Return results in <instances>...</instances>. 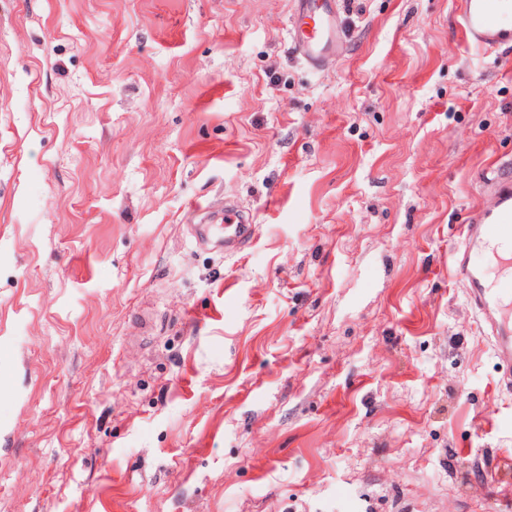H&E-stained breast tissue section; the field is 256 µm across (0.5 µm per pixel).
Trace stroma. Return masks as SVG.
<instances>
[{
  "label": "stroma",
  "instance_id": "obj_1",
  "mask_svg": "<svg viewBox=\"0 0 512 512\" xmlns=\"http://www.w3.org/2000/svg\"><path fill=\"white\" fill-rule=\"evenodd\" d=\"M293 11L0 0V512H512L449 273L512 175V47L345 0L314 71ZM228 202L254 235L200 245Z\"/></svg>",
  "mask_w": 512,
  "mask_h": 512
}]
</instances>
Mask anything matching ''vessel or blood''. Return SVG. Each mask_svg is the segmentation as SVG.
Returning a JSON list of instances; mask_svg holds the SVG:
<instances>
[{"mask_svg": "<svg viewBox=\"0 0 512 512\" xmlns=\"http://www.w3.org/2000/svg\"><path fill=\"white\" fill-rule=\"evenodd\" d=\"M288 38L309 68L322 69L346 37L337 0H294ZM459 31L468 44L492 51L512 45V0H455ZM487 201L461 227L452 271L467 281L470 301L497 359L508 372L501 380L512 390V178L489 183ZM224 249L238 250L252 235L253 216L228 205L224 210Z\"/></svg>", "mask_w": 512, "mask_h": 512, "instance_id": "vessel-or-blood-1", "label": "vessel or blood"}]
</instances>
